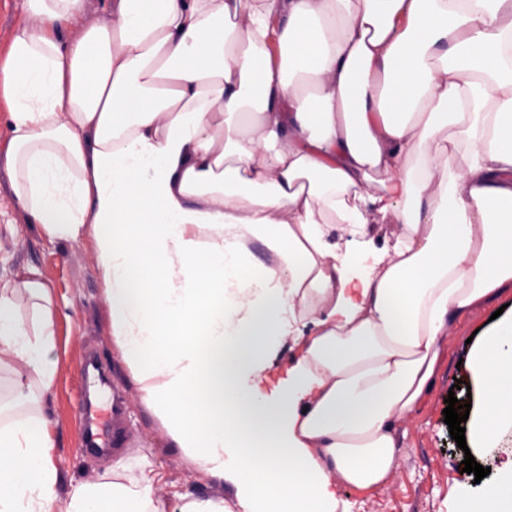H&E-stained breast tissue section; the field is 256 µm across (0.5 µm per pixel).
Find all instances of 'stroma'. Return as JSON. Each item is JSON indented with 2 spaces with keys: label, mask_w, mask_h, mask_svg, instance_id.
Masks as SVG:
<instances>
[{
  "label": "stroma",
  "mask_w": 512,
  "mask_h": 512,
  "mask_svg": "<svg viewBox=\"0 0 512 512\" xmlns=\"http://www.w3.org/2000/svg\"><path fill=\"white\" fill-rule=\"evenodd\" d=\"M9 114L0 102V282L30 277L50 291L54 337L55 380L50 391L38 384L13 387L14 372L0 373L5 406L0 424L44 415L54 443L52 463L59 476L58 491L71 485L108 480L112 461L126 457L148 460L161 473L155 496L174 512L182 495L206 497L219 493L217 481L200 471L181 450L172 447L163 426L141 398L128 362L112 334V311L95 242L90 234L78 239L49 236L18 203L3 160L9 148ZM512 318V287L492 301L472 307L453 322L443 343L434 383L412 413L395 425L397 468L377 488L359 490L337 485L335 512H453L458 497L478 491L473 478L462 475L465 457L449 434L442 411L448 395L467 403L471 368V335H491L497 322ZM96 354L109 380L110 395L98 402L101 417L112 420L111 452L94 455L84 450V427L78 407L90 394L82 376L88 354ZM462 389H455V382Z\"/></svg>",
  "instance_id": "35a3bbf8"
}]
</instances>
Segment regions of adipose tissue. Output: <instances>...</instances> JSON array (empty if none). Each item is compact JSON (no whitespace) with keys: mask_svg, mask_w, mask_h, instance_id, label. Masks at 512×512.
<instances>
[{"mask_svg":"<svg viewBox=\"0 0 512 512\" xmlns=\"http://www.w3.org/2000/svg\"><path fill=\"white\" fill-rule=\"evenodd\" d=\"M0 60L20 205L95 240L145 405L231 490L177 512H331L385 484L458 315L512 285V0H26ZM400 231L374 246L370 224ZM346 237L335 240L336 227ZM260 242L267 260L251 250ZM0 284V371L55 377ZM271 392L246 385L284 340ZM512 427V321L472 355ZM44 417L0 428V512H166L150 463L60 498ZM456 512H512V462ZM109 5L108 0H86L82 19L78 23L65 27L61 33V38L65 41H75L82 35L83 29L87 25L112 23Z\"/></svg>","mask_w":512,"mask_h":512,"instance_id":"1","label":"adipose tissue"}]
</instances>
